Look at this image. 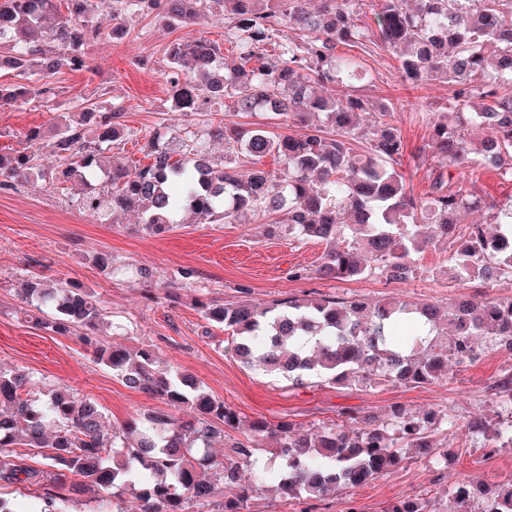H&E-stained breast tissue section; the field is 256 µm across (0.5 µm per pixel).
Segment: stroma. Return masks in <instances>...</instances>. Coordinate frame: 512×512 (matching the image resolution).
Listing matches in <instances>:
<instances>
[{
    "mask_svg": "<svg viewBox=\"0 0 512 512\" xmlns=\"http://www.w3.org/2000/svg\"><path fill=\"white\" fill-rule=\"evenodd\" d=\"M93 10L103 36L91 49L90 70H65L53 81L60 101L122 107L127 133L104 150L102 166L90 184L75 181L57 188L41 180L0 190V368H22L44 383L70 385L100 404L111 427L161 407L160 402L127 388L78 336H59L35 326L16 293L33 270L50 280H72L89 288L103 302L109 322L106 342L126 348L150 346L161 366L187 371L246 422L287 420L303 433L340 422L342 411L349 409L384 418L395 405L413 412L440 408L461 423L491 414L495 403L489 387L501 369L512 367V352L489 350L473 363H449L447 380L417 387L312 383L297 388L244 367L230 351L229 332L204 319L194 300L201 296L218 304L230 303L245 288L260 306L288 296H336L370 303L398 298L445 306L462 295L488 293L511 299L512 275L489 290L478 282L460 285L451 278L447 248L431 244L414 255L419 274L402 283L388 282L377 274L353 281L323 280L311 274L293 279L292 269L315 268L325 245L316 239L298 240L284 225L271 234L262 219L252 215L233 224H195L181 214L169 231L154 234L142 228L136 214L104 224L81 209L88 188L105 189L112 166L132 169L146 164L142 147L151 137L176 141L185 130L220 121L261 127L274 134L285 130L266 113H236L229 101L216 112L202 115L172 108L165 79L169 46L199 38L223 43V16L210 15L200 24L177 29L151 18H136L129 21L126 34L115 39L111 36L112 0H93ZM337 51L357 57L366 73L355 84L358 96L393 103L405 144L400 171L409 193L423 197L433 177L447 171L448 165L441 156L425 151L433 127L418 121L415 111L425 106L436 113L443 111L450 87L439 80L417 85L406 81L395 55L369 42L341 45ZM139 59L144 67H136ZM55 116V110L38 101L1 105L0 153L17 150L44 155V141L27 140L25 134L35 127L50 131ZM471 160L472 177L451 172L453 181L466 182L486 204L512 202V180L483 169L479 155ZM98 254L111 255L118 273L102 272L93 262ZM142 267L155 274V300H147L146 285L136 274ZM437 438L451 455L447 470L433 469L415 457L361 487L328 495L312 508L299 501L286 504L262 492L256 494L252 510L342 512L350 499L357 512H381L399 497L425 493L436 512H456L448 494L456 482L466 480L489 489L512 482V446L489 453L465 445L460 436L445 430L438 431Z\"/></svg>",
    "mask_w": 512,
    "mask_h": 512,
    "instance_id": "stroma-1",
    "label": "stroma"
}]
</instances>
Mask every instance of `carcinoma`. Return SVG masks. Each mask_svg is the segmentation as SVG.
<instances>
[{
    "instance_id": "carcinoma-1",
    "label": "carcinoma",
    "mask_w": 512,
    "mask_h": 512,
    "mask_svg": "<svg viewBox=\"0 0 512 512\" xmlns=\"http://www.w3.org/2000/svg\"><path fill=\"white\" fill-rule=\"evenodd\" d=\"M65 14L52 27L45 19ZM90 0H0V67L22 74L31 70L42 82L0 84V101L29 98L57 108L58 91L47 78L66 68H89V47L100 37L90 15ZM115 0L119 22L153 17L166 26L189 25L214 12L224 14L233 57L221 75H210L222 51L207 39L176 42L168 49L174 109L210 112L234 102L240 113L266 111L288 116L303 132L272 134L239 124H210L189 131L178 143L150 141V163L132 171L114 167L108 189L84 195L87 214L116 216L135 210L145 228L162 231L183 210L201 224L233 223L243 210L258 216L278 214L275 224L288 234L326 244L314 273L350 281L371 274L404 281L418 274L411 254L427 243L423 220L437 237L456 245L453 278L478 280L491 288L512 273V204L490 215L493 229L471 224L460 229L454 215L479 211L485 204L461 186L452 191L436 176L417 201L406 190L398 166L404 152L394 124V107L370 105L345 93L336 98L317 88L349 87L362 76L340 45L377 38L392 52L404 78L413 83L441 79L453 87L448 110L436 120L427 147L448 157L449 165L469 167L467 128L488 131L478 154L481 166L512 178V0H370V21H362V0ZM293 24L302 35L277 43V60L267 61L268 45ZM122 109L86 107L56 116L48 144L54 167L25 152L0 154V189L37 175L58 185L85 179L98 167L103 146L125 135ZM92 124L97 141L86 140ZM365 144L357 150L360 126ZM224 141V160L209 157V142ZM278 157L283 171L261 168L239 174L240 157ZM19 297L42 313L36 325L60 336L83 331L97 360L125 385L152 400L184 411L175 417L149 411L120 427L105 430L102 407L63 383L41 384L21 371L0 370V482L18 484L36 503L21 508L0 496V512H69L87 485L105 492L101 512L127 504L122 512H251L255 494L274 489L284 501H320L331 491L360 487L397 467L412 449L436 466L435 433L447 427L473 444L493 449L512 446V370L503 369L493 385L497 417L474 418L460 426L443 410L410 412L395 407L378 420L352 413L359 424L340 425L299 435L290 421L254 420L245 439L218 458L212 442L240 428L232 406L206 392L188 373L161 371L154 350H128L101 341L100 301L83 285L60 280L50 286L41 275L24 280ZM203 316L232 331L231 350L249 367L302 387L312 379L331 384L415 386L448 378V360L474 362L479 343L512 350V299L462 301L452 308L432 303L415 307L401 300L368 303L334 297L289 296L259 308L248 299L229 304L199 302ZM453 326V340L436 342L441 324ZM47 448L43 467L21 462L15 449ZM268 448L279 460L261 464ZM477 489L462 483L453 490L458 512ZM512 483L486 496L482 512H512ZM382 512H432L421 494L401 497Z\"/></svg>"
}]
</instances>
